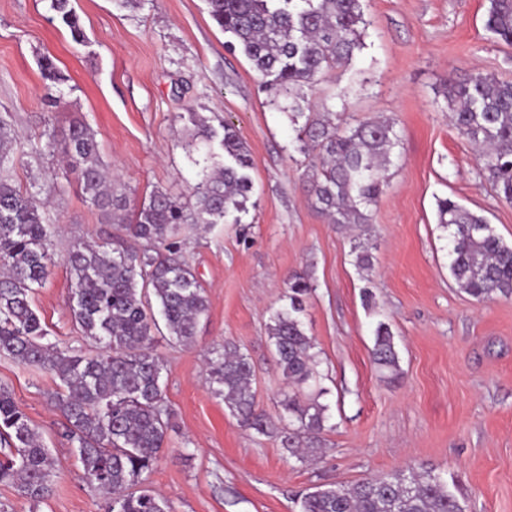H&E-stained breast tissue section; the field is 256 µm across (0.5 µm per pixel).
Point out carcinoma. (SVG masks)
<instances>
[{
	"label": "carcinoma",
	"mask_w": 512,
	"mask_h": 512,
	"mask_svg": "<svg viewBox=\"0 0 512 512\" xmlns=\"http://www.w3.org/2000/svg\"><path fill=\"white\" fill-rule=\"evenodd\" d=\"M53 19L85 41L72 0H49ZM214 22L230 34L273 97L288 99L292 118L304 116L298 90L322 74L348 64L361 48V0H208ZM486 28L512 46V0H490ZM44 80L61 86L67 77L49 58ZM446 99L458 134L484 148L481 169L498 197L512 204V81L494 75L450 80ZM196 137L218 142L207 151L190 198L156 191L126 214L100 159L94 133L72 124L64 141L68 164L80 170L85 201L123 235L113 242L82 243L65 258L73 280L70 309L75 324L99 345L94 354L61 348L32 306L55 259L50 252L57 227L46 221L36 194L11 178L19 156L0 117V355L44 371L60 381L52 394L64 418L63 435L88 482L105 496V512H174L169 500L135 489L154 470L171 428L162 374L163 360L152 340L159 323L171 340L193 343L208 310L205 290L182 252L186 226L240 223L253 190L250 151L228 123L218 133L196 121ZM298 150L315 154V206L341 228L369 223L368 208L387 183L393 150L400 144L388 119L358 121L345 128L328 118L307 116L297 134ZM438 223L448 231L449 270L458 288L478 302L512 298V245L487 220L450 198L437 202ZM370 246H353L355 264L371 268ZM314 291L303 275L288 281L287 304L275 311L267 334L288 390L273 417L259 408L248 355L226 342L209 351L207 382L212 395L243 426L280 438L300 460L320 443L330 420L328 394L319 386L316 344L301 315ZM371 358L395 380L399 356L385 322L374 330ZM0 483L12 484L33 507L53 490L56 462L10 388L0 383ZM299 512H465L440 472L427 466L364 479L328 483L302 494Z\"/></svg>",
	"instance_id": "cac0c4a2"
}]
</instances>
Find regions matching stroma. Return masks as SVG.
Returning a JSON list of instances; mask_svg holds the SVG:
<instances>
[{"label":"stroma","mask_w":512,"mask_h":512,"mask_svg":"<svg viewBox=\"0 0 512 512\" xmlns=\"http://www.w3.org/2000/svg\"><path fill=\"white\" fill-rule=\"evenodd\" d=\"M74 6L83 44L51 21L48 0H0V115L24 153L13 179L47 198L46 216L61 227L57 264L32 298L51 341L95 352L73 326L63 259L76 244L111 241L116 230L85 201L62 150L45 149L48 137L60 142L74 121L87 124L133 206L156 190L188 197L204 153L190 142L193 117L233 125L254 160L241 223L195 228L184 244L209 303L194 344L174 345L163 329L154 335L175 418L148 488L175 512H299L307 488L426 464L457 486L466 512H512V298L480 303L457 288L437 220V201L448 197L512 244V205L482 176L479 150L451 125L444 97L452 77L512 78V47L484 27L489 0H362L360 50L302 89L308 112L334 113L342 127L386 118L400 137V157L371 209L372 269L364 273L353 263L351 232L314 205L313 160L298 152L294 125L206 0ZM47 57L67 77L55 105L44 99ZM296 273L314 286L302 321L333 424L307 462L278 438L241 427L206 382L208 349L231 341L251 359L258 406L277 414L285 383L266 325ZM366 288L375 307L363 303ZM381 321L399 354L394 382L371 361ZM0 383L57 461L53 492L36 512H102L100 493L61 435L50 400L55 380L0 357Z\"/></svg>","instance_id":"stroma-1"}]
</instances>
